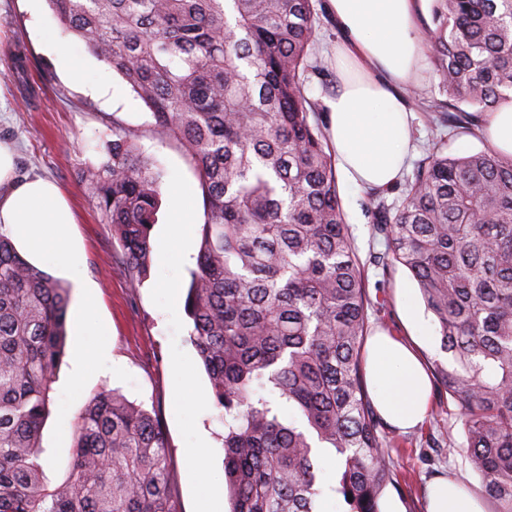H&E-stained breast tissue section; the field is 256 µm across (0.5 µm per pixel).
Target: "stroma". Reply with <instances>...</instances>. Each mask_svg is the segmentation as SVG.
Instances as JSON below:
<instances>
[{
	"label": "stroma",
	"mask_w": 512,
	"mask_h": 512,
	"mask_svg": "<svg viewBox=\"0 0 512 512\" xmlns=\"http://www.w3.org/2000/svg\"><path fill=\"white\" fill-rule=\"evenodd\" d=\"M317 37L314 59L304 86L321 121H328L323 99L335 86L336 46L341 35L327 0H315ZM432 60H425L418 84L406 96L417 130L409 166H416L434 135L419 96L440 98ZM138 129L147 156L166 173L167 185L189 190L196 202L195 218L204 205L196 173L180 146L156 139L148 130L150 115L126 83L98 61L79 39L63 34L45 0H0V140L15 151L22 175L56 182L69 196L78 222L72 229L84 263L71 274L49 257L36 265L71 290L65 355L52 384L51 414L41 443L50 462L51 479H63L72 456V421L100 388L119 390L144 404L162 419L168 440L170 478L181 512H228L224 484V425L213 403L212 386L195 347L188 339L184 295L196 266L199 236L187 244L162 245L171 221L169 203H162L153 227L152 265L145 281L121 274L115 265L120 245L112 238L80 179L82 169L99 163L112 137V121ZM345 221L357 254L366 263L368 284L383 305L371 310V330L383 329L406 341L421 361L440 357V336L410 272L401 265L389 270L369 265L371 253L385 251L373 239V215L367 192L341 190ZM425 313L427 332L407 321V307ZM425 448L396 455V485L387 486L382 512H426L429 485L438 479L462 481L480 492L481 478L462 451L466 442L457 406L441 386L431 388ZM205 443L203 460L189 456Z\"/></svg>",
	"instance_id": "35a3bbf8"
}]
</instances>
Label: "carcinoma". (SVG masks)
<instances>
[{"mask_svg":"<svg viewBox=\"0 0 512 512\" xmlns=\"http://www.w3.org/2000/svg\"><path fill=\"white\" fill-rule=\"evenodd\" d=\"M46 2L196 170L204 221L184 310L224 422L230 512H327L329 457L345 512H382L392 452L417 438L387 428L366 385L374 302L304 94L314 0ZM433 4L428 46L447 99L425 111L471 131L512 92V0ZM140 138L112 118L105 159L82 174L121 246L116 268L137 281L165 178ZM443 145L432 140L400 205L370 193L387 250L369 263L411 273L448 354L428 371L458 407L483 493L512 512V156ZM69 305L70 289L0 230V512H180L160 419L107 388L74 420L64 480L48 476L41 437Z\"/></svg>","mask_w":512,"mask_h":512,"instance_id":"cac0c4a2","label":"carcinoma"}]
</instances>
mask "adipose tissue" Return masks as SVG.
Masks as SVG:
<instances>
[{"label":"adipose tissue","instance_id":"ef3b65f1","mask_svg":"<svg viewBox=\"0 0 512 512\" xmlns=\"http://www.w3.org/2000/svg\"><path fill=\"white\" fill-rule=\"evenodd\" d=\"M424 0H329L342 35L336 63L342 78L324 103L332 146L343 182L385 190L398 179L411 145L405 92L419 79L422 37L418 18ZM496 149L512 155V98L492 108L481 130ZM73 209L53 182L21 177L14 149L0 142V229L26 242L30 252L54 255L66 268L83 261L69 228ZM367 387L390 425L408 429L426 416L430 380L414 351L385 332L368 345ZM427 512H484L482 499L445 481L429 490Z\"/></svg>","mask_w":512,"mask_h":512}]
</instances>
